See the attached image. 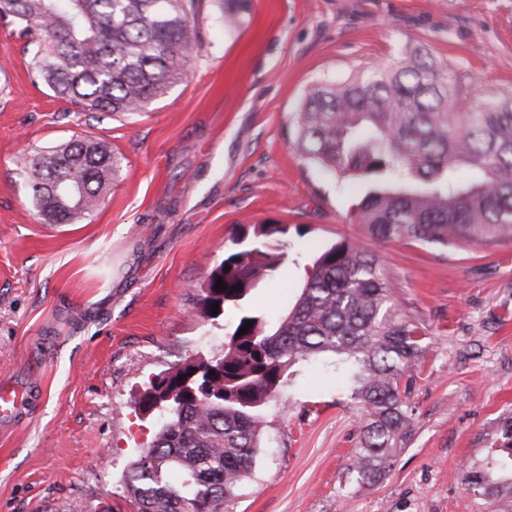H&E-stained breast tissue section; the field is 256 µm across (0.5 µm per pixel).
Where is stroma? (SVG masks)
<instances>
[{
    "mask_svg": "<svg viewBox=\"0 0 512 512\" xmlns=\"http://www.w3.org/2000/svg\"><path fill=\"white\" fill-rule=\"evenodd\" d=\"M223 8L202 0L187 79L128 115L52 97L0 22V379L34 369L39 383L20 424L0 429V512H138L126 475L156 420L136 399L157 375L223 352L232 320L201 317L197 299L241 230L288 227L286 262L247 301L270 327L322 250L372 245L349 221L363 185L292 146L312 84L421 41L468 97L512 93V0H248L233 30ZM76 137L111 143L121 170L83 223H44L24 159ZM376 248L427 346L411 438L382 480L347 487L354 407L335 373L299 363L267 408L235 512H512V498L488 505L462 483L464 465L508 444L512 240Z\"/></svg>",
    "mask_w": 512,
    "mask_h": 512,
    "instance_id": "1",
    "label": "stroma"
}]
</instances>
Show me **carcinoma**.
I'll return each mask as SVG.
<instances>
[{
  "label": "carcinoma",
  "mask_w": 512,
  "mask_h": 512,
  "mask_svg": "<svg viewBox=\"0 0 512 512\" xmlns=\"http://www.w3.org/2000/svg\"><path fill=\"white\" fill-rule=\"evenodd\" d=\"M202 0H0L37 81L82 112H143L187 77L200 46ZM460 88L428 47L373 65L342 83L320 81L291 125L306 160L347 181L383 176L350 213L375 243L448 246L512 238V96L455 109ZM121 167L104 140L74 139L28 161L32 204L49 224H79L104 200ZM288 228L258 224L208 277L202 310L241 308L283 263ZM230 270H225V265ZM227 289H218V280ZM247 333L238 335L244 323ZM426 350L394 299L379 255L356 243L325 249L288 315L266 329L241 312L224 354L175 369L173 399L158 411L150 448L130 465L127 492L139 512H234L254 470L266 408L300 362L350 383L358 448L348 485H372L394 466L412 429L407 393ZM206 388L179 400V379ZM465 489L491 504L512 496V451L464 468Z\"/></svg>",
  "instance_id": "1"
}]
</instances>
